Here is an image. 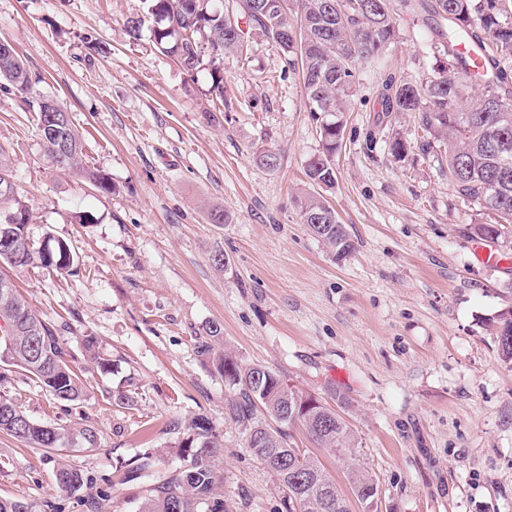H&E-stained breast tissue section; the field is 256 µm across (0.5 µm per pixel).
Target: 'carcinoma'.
Segmentation results:
<instances>
[{"mask_svg":"<svg viewBox=\"0 0 512 512\" xmlns=\"http://www.w3.org/2000/svg\"><path fill=\"white\" fill-rule=\"evenodd\" d=\"M264 0H144L151 15L153 42L161 52L176 58L188 73L209 60L211 89L224 97V55L243 50V30L238 15L267 38L282 54L281 73H301L307 111L322 115L320 136L323 152L310 158L305 169L308 181L322 189L333 188L336 172L333 157L343 138L342 114L358 79L357 66L374 65L397 42L398 27L389 0H281L276 12L261 9ZM422 17L438 38L432 76L421 82L389 76L382 84L381 111L413 115L427 140L423 153L441 152L448 168V182L458 196L487 210L490 222L477 227L485 239L500 236L512 225V0H400ZM478 43L486 60L488 76L478 92L467 96L473 84L467 78L468 61L455 52L465 36ZM10 85L36 113L44 153L58 171H74L99 190L112 192L107 175L80 166L82 140L68 110L36 88L32 76L15 53L0 57V84ZM302 223L335 256H346L354 243L335 209L321 194L306 193L296 199ZM31 222L29 209L17 204L0 211V229L8 224L23 231ZM52 253L41 255L36 243L0 234V279L3 268L23 271L41 268L71 271L74 255L70 245L52 240ZM497 336L503 356L512 360V309L499 315ZM200 353L213 356L233 394L224 402V419L241 427L245 437L263 434L259 443H245L250 455L275 476L285 495L286 512H345L348 497L312 454L284 472L280 457L294 451L292 426L302 427L325 451L342 456L357 453L356 439L335 410L318 402L283 380L274 370L260 376L259 364H245L227 350H216L197 338ZM9 352L11 362L0 365L19 369L54 399L80 405L86 391L82 370L66 358L60 328L40 317L18 290L0 295V354ZM85 361L101 369L110 365L92 336L84 340ZM178 440L184 464L156 481L139 512H227L219 498L222 478L218 462L224 448L223 434L204 414L182 424ZM0 433L31 448L50 452L69 440L87 448L101 446V434L89 422L55 426L31 419L12 400L0 399ZM57 485L77 491L91 481L86 474L64 464L55 468ZM350 492H364L375 479L359 464L347 472Z\"/></svg>","mask_w":512,"mask_h":512,"instance_id":"1","label":"carcinoma"}]
</instances>
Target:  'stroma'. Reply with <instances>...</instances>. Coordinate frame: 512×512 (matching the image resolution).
<instances>
[{"label":"stroma","mask_w":512,"mask_h":512,"mask_svg":"<svg viewBox=\"0 0 512 512\" xmlns=\"http://www.w3.org/2000/svg\"><path fill=\"white\" fill-rule=\"evenodd\" d=\"M390 8L398 41L386 68H359L326 193L355 245L337 260L295 203L311 189L304 171L323 150L319 125L300 75L281 78L282 55L249 23L246 54L224 57L219 98L208 68L187 73L157 49L152 19L129 40L124 21L142 13L140 0H0V40L67 108L84 164L114 186L105 193L50 168L35 112L0 87V148L31 212L30 237L66 240L78 268L12 278L63 326L87 387L82 410L102 435L101 447L61 449L92 480L71 493L45 451L0 434V498L138 512L149 481H125L124 471L144 460L158 473L180 466L173 426L203 413L224 435L229 512H280L275 478L224 419L223 376L196 348L217 322L238 360L331 406L345 393L339 413L388 512H512V361L495 329L512 308V225L481 241L485 211L457 196L444 157L421 151L413 117L380 113L388 75L422 81L435 62L421 18L398 0ZM397 134L410 145L401 161L389 150ZM260 147L280 154L277 169L255 164ZM481 244L497 261L478 256ZM85 336L111 354L109 373L85 362ZM118 392L133 406H115ZM0 396L38 422L72 418L21 371L0 378Z\"/></svg>","instance_id":"stroma-1"}]
</instances>
